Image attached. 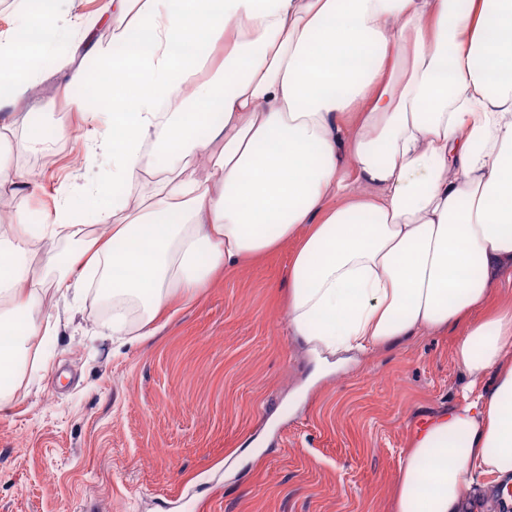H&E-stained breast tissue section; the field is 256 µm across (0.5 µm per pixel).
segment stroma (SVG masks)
I'll return each mask as SVG.
<instances>
[{
    "label": "stroma",
    "mask_w": 512,
    "mask_h": 512,
    "mask_svg": "<svg viewBox=\"0 0 512 512\" xmlns=\"http://www.w3.org/2000/svg\"><path fill=\"white\" fill-rule=\"evenodd\" d=\"M52 61L15 110L4 155L37 174L0 224L38 226L60 198L87 221L112 166ZM290 247L174 301L154 335L101 336L102 302L56 298L0 412V512H389L411 429L460 400L451 336L427 329L367 352L315 354L284 314Z\"/></svg>",
    "instance_id": "stroma-1"
}]
</instances>
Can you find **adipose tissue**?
I'll list each match as a JSON object with an SVG mask.
<instances>
[{
    "mask_svg": "<svg viewBox=\"0 0 512 512\" xmlns=\"http://www.w3.org/2000/svg\"><path fill=\"white\" fill-rule=\"evenodd\" d=\"M0 38L7 117L50 53L60 0ZM112 44L93 29L59 68L102 141L120 202L90 227L55 203L0 232V376L45 335L36 268L59 295L98 287L103 331L145 335L174 297L293 250L289 331L313 351H370L418 330L455 333L469 384L412 429L393 512H463L466 475L512 477V0H111ZM102 65L89 72L81 58ZM352 125H343L345 116ZM206 156L198 166L196 152ZM164 156L156 165V156ZM367 187L355 194L354 185ZM77 247L55 252L56 236Z\"/></svg>",
    "mask_w": 512,
    "mask_h": 512,
    "instance_id": "1",
    "label": "adipose tissue"
}]
</instances>
